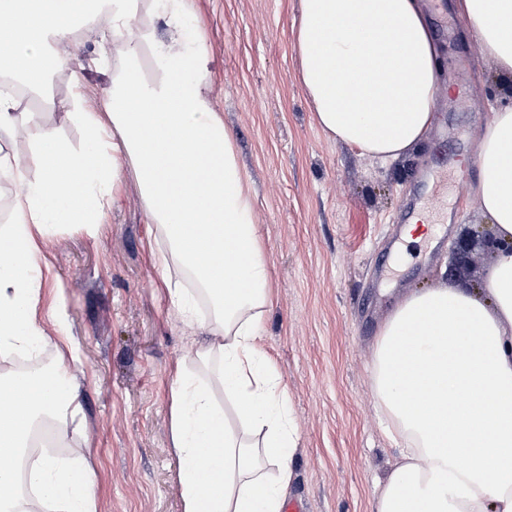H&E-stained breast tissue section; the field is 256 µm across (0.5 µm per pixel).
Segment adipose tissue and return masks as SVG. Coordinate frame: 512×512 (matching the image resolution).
<instances>
[{"label": "adipose tissue", "mask_w": 512, "mask_h": 512, "mask_svg": "<svg viewBox=\"0 0 512 512\" xmlns=\"http://www.w3.org/2000/svg\"><path fill=\"white\" fill-rule=\"evenodd\" d=\"M188 0H0V68L40 86L63 66L60 49L92 22L119 61L103 111L73 85L63 109L79 124L74 149L39 113L0 92V132L25 133L30 166L0 154L16 184L0 228V512H97L95 473L82 448L28 453L38 424L66 430L79 391L69 359L37 372L5 369L48 339L40 324L41 244L61 224L95 232L129 160L155 227L172 307L205 340L197 373L170 395L172 449L183 512H281L295 439L288 398L257 339L271 305L253 194L221 113L207 96L208 57L191 33ZM501 79L512 81V0H458ZM164 23L169 42L156 36ZM293 52L319 127L395 160L433 121L438 57L420 0H300ZM345 62L343 74L333 65ZM477 199L501 247L480 288L438 285L408 296L384 321L373 362L377 396L401 462L373 512H512V104L493 112L480 142ZM230 401L238 428L225 418ZM25 462L27 491L15 466Z\"/></svg>", "instance_id": "obj_1"}]
</instances>
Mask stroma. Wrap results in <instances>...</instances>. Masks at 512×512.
Returning <instances> with one entry per match:
<instances>
[{"label": "stroma", "instance_id": "35a3bbf8", "mask_svg": "<svg viewBox=\"0 0 512 512\" xmlns=\"http://www.w3.org/2000/svg\"><path fill=\"white\" fill-rule=\"evenodd\" d=\"M445 58L442 83H471L470 93L438 94L427 139L382 160L330 138L316 124L292 50L300 0H191L209 54V98L234 134L242 174L254 195V221L274 290L258 346L288 394L296 451L286 498L309 512H372L377 488L400 459L385 431L372 363L381 322L414 290L446 282L477 288L494 258L493 236L461 172L476 153L483 117L512 104L477 29L455 0H421ZM83 32L64 65L35 94L37 111L73 145L82 133L61 105L80 76L89 108L100 110L109 71L83 69L100 52ZM439 183L448 203V237L391 245L420 206L421 179ZM476 246L466 270L449 276L455 243ZM153 227L131 170L95 234L54 228L42 250V307L65 301L69 341L50 337L39 356L56 362L77 346L68 370L80 407L67 437L86 448L95 470L98 512H182L179 462L170 440V389L178 365L193 366L201 338L171 306L155 266Z\"/></svg>", "mask_w": 512, "mask_h": 512}]
</instances>
